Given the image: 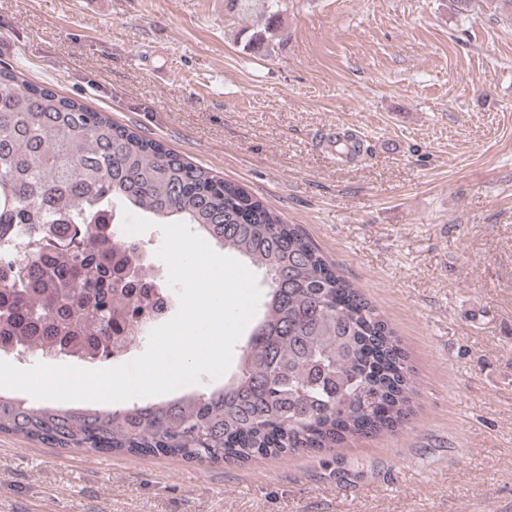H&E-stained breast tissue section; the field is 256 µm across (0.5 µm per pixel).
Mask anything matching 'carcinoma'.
I'll return each instance as SVG.
<instances>
[{"instance_id":"1","label":"carcinoma","mask_w":512,"mask_h":512,"mask_svg":"<svg viewBox=\"0 0 512 512\" xmlns=\"http://www.w3.org/2000/svg\"><path fill=\"white\" fill-rule=\"evenodd\" d=\"M254 41L277 35L288 0H260ZM193 225L264 276L237 371L220 389L119 409L31 407L0 395V433L57 448L164 454L198 463L338 448L402 425L414 379L394 331L296 224L243 187L159 141L0 66V236L17 224L106 227L100 210ZM74 229L39 260L0 255V339L26 351L60 341L100 359L130 308L125 265L102 235Z\"/></svg>"}]
</instances>
